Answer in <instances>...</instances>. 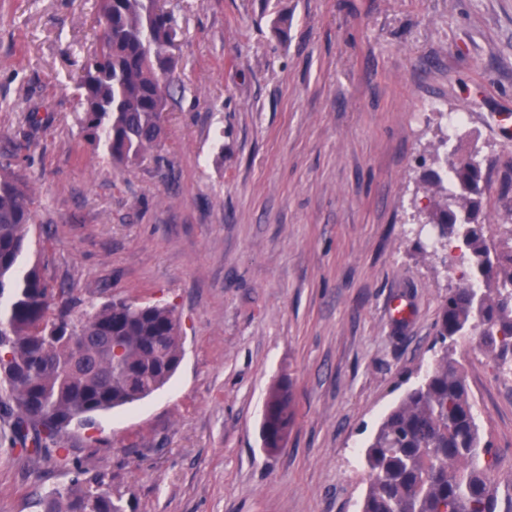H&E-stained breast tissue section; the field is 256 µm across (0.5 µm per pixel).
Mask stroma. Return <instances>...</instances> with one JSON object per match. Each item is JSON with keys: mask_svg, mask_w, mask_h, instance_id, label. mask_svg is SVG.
<instances>
[{"mask_svg": "<svg viewBox=\"0 0 512 512\" xmlns=\"http://www.w3.org/2000/svg\"><path fill=\"white\" fill-rule=\"evenodd\" d=\"M180 89L143 159L77 122L96 0H0V161L34 199L25 264L77 313L169 303L184 357L159 391L34 460L0 445V512H43L75 475L125 512H361L364 450L435 365L458 266L419 218L446 156L482 164L480 220L512 229V0H164ZM466 110L456 139L436 109ZM44 123L30 129L28 113ZM407 320L390 318L392 298ZM478 424L512 471V373L457 349ZM294 422L260 434L271 386ZM269 415L265 422L266 441L265 448L270 454L275 453L278 442L288 433L294 421L293 398L289 385L281 381L273 386L268 394Z\"/></svg>", "mask_w": 512, "mask_h": 512, "instance_id": "stroma-1", "label": "stroma"}]
</instances>
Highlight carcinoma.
Here are the masks:
<instances>
[{"label":"carcinoma","instance_id":"obj_1","mask_svg":"<svg viewBox=\"0 0 512 512\" xmlns=\"http://www.w3.org/2000/svg\"><path fill=\"white\" fill-rule=\"evenodd\" d=\"M100 37L78 77V123L120 164L138 159L162 133L176 104L170 50L177 37L161 0H98ZM454 189L435 176L439 200L427 218L459 243L469 273L441 306L436 366L382 419L367 446L361 512H512V475L497 468L481 437L466 378L453 358L457 338L478 336L497 366L512 370V235L493 241L476 222L482 170L469 158L449 165ZM34 213L25 184L0 164V440L39 458L66 450L73 424L140 401L175 374L184 350L170 305L112 299L74 315L68 289L50 286L36 264L19 271ZM267 451L294 421L281 381L268 394ZM44 512H124L101 488L75 477L45 500Z\"/></svg>","mask_w":512,"mask_h":512}]
</instances>
